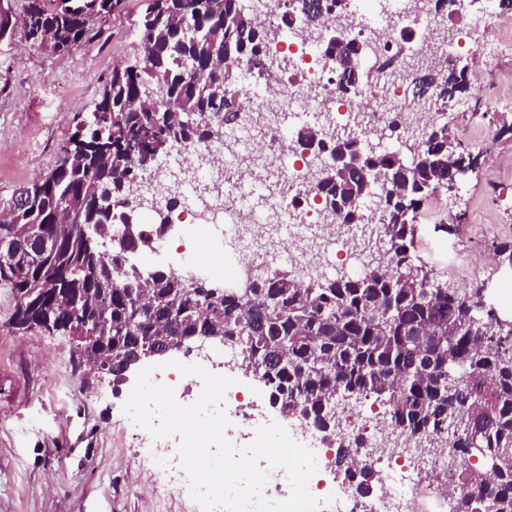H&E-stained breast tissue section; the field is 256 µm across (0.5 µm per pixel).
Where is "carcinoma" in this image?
<instances>
[{
	"mask_svg": "<svg viewBox=\"0 0 512 512\" xmlns=\"http://www.w3.org/2000/svg\"><path fill=\"white\" fill-rule=\"evenodd\" d=\"M292 0L296 19L317 22L328 0ZM125 0H27L24 24L32 41L51 35L55 53L94 38V22L121 11ZM138 23L140 57L118 65L106 79L91 119L76 126L59 164L27 183L29 202L9 224H36L61 240L51 265L32 268L10 254L0 260V283L17 304L30 294L40 309L59 307L56 288L74 289L90 308H103L112 336V386L134 350L160 336L188 346L200 336H222L238 349L245 369L273 392L272 405L313 425L328 443L340 425L337 407L367 401L383 408L387 428L415 446L448 431L445 450L469 466L465 490L450 512H512V320L500 318L480 286L460 292L441 283L416 256L421 208L448 192L478 157L448 154L446 123L404 128L411 153L373 150L364 131L329 135L319 128L298 132L300 143L331 159L360 152L365 167L345 177L325 174L316 186L325 206L352 227L369 223L364 201L377 196L388 259L373 258L355 278L301 279L270 270L229 290L201 279L195 293L165 268L142 271L134 254L151 248L166 230L135 225L136 237L112 241L125 220L136 183L151 173L154 156L167 148L205 144L237 119L240 69L254 79H277L268 70L267 33L245 22L242 0H143ZM325 55L358 56L352 40L324 43ZM377 76L414 90L419 104L457 100L467 74L403 69L389 58ZM371 75L350 71L339 90L352 95ZM80 216L82 225L60 222ZM112 243L110 257L93 264L89 251Z\"/></svg>",
	"mask_w": 512,
	"mask_h": 512,
	"instance_id": "1",
	"label": "carcinoma"
}]
</instances>
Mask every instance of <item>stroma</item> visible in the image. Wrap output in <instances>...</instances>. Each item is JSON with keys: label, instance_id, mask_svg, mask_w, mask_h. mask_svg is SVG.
<instances>
[{"label": "stroma", "instance_id": "stroma-1", "mask_svg": "<svg viewBox=\"0 0 512 512\" xmlns=\"http://www.w3.org/2000/svg\"><path fill=\"white\" fill-rule=\"evenodd\" d=\"M25 0H0L13 31L0 36V203L54 168L77 123L94 111L118 62L138 49L141 0L97 21V35L59 55L30 44ZM485 0H468L452 26L480 46L462 52L483 90L469 89L448 118L459 149L478 155L456 191L423 207L416 254L449 287H484L486 302L512 319V268L492 259L512 239V137L498 136L484 111L512 118V48L486 28ZM16 307L0 284V512H201L188 487L153 492L151 459L136 457L124 433V381L87 380L73 340L41 329L13 331Z\"/></svg>", "mask_w": 512, "mask_h": 512}]
</instances>
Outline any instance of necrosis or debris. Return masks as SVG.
I'll use <instances>...</instances> for the list:
<instances>
[{
	"instance_id": "1",
	"label": "necrosis or debris",
	"mask_w": 512,
	"mask_h": 512,
	"mask_svg": "<svg viewBox=\"0 0 512 512\" xmlns=\"http://www.w3.org/2000/svg\"><path fill=\"white\" fill-rule=\"evenodd\" d=\"M371 13L362 14L352 9L348 0H338L326 14L327 25L346 22L348 31L362 46L360 65L375 70V54L395 52V38L406 34L405 57L414 58L424 67H435L448 57L449 49L461 46V33H450L438 28L431 10L430 0H374ZM289 12V0H267L260 21L268 33L269 53L287 56L290 69L285 78L263 85L261 94L243 88V105L251 111L277 113L278 119L269 123L264 135L247 132L225 136L219 145L206 149L187 147L186 155L205 152L210 166H219L228 176L223 186L207 185L198 171H180L178 177H169L168 165H161L159 174L149 175L156 196L155 204L137 208L136 214L145 229H152L159 209H166L168 225L184 228L194 225L199 235L208 237L219 228H227L234 243L235 260L224 267L216 257L200 260L192 247L172 254L170 236H155L148 252L135 255V264L143 270L153 267H173L175 273L205 274L224 272L227 287L242 285L248 278L279 267L287 249L279 240L269 238V227L256 224L253 208L245 201L241 189L247 184H259L268 168H276L287 184V197L272 201L267 209L296 222L300 231H317L323 243L333 245L336 254L346 264L342 274L359 273L358 259L363 251L360 235L349 232L347 225L338 223L335 215L316 195L314 184L299 165V156L285 131L294 127L300 117H308L322 128L339 131L362 129L375 134L374 148L387 149L391 143L387 136V110L377 107L353 108L351 102L337 97L340 72L334 61L325 57L320 42L323 31L305 24H288L284 17ZM180 194L181 210L167 209L171 194ZM269 402V389L257 384L245 390L230 387L224 398V407L231 421L227 436L236 444L248 445L261 426ZM284 426L291 437L308 447L315 455L319 470L335 468V448L325 447L320 433L308 423L284 416ZM132 443L138 448L155 451V478L182 475L177 447L179 436L152 439L150 434L136 425H129ZM445 441L438 435L421 448L423 464L397 449L391 433L380 428L371 415L350 414L336 437L337 446L356 445L354 461L343 474L342 487L335 495L336 512H415L417 497L431 493L437 504L436 512H447L448 500L462 487L463 470L451 463L447 454L437 447ZM371 465L378 479L376 493L361 495L356 485L359 469Z\"/></svg>"
}]
</instances>
